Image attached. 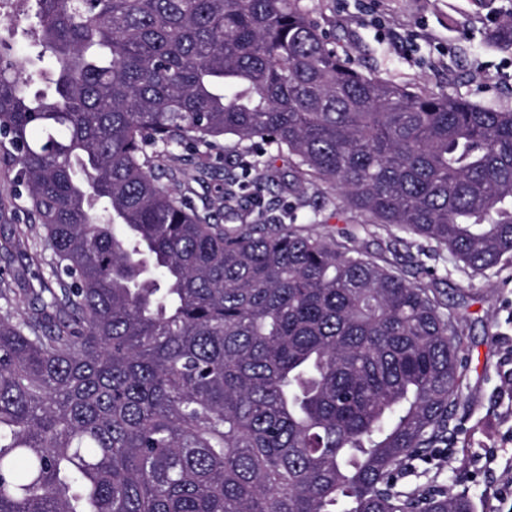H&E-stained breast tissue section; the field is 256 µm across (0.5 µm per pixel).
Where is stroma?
<instances>
[{
    "instance_id": "1",
    "label": "stroma",
    "mask_w": 512,
    "mask_h": 512,
    "mask_svg": "<svg viewBox=\"0 0 512 512\" xmlns=\"http://www.w3.org/2000/svg\"><path fill=\"white\" fill-rule=\"evenodd\" d=\"M321 29L366 73L432 93L461 94L492 108H512V49L500 47L501 29L512 0H304ZM235 138L219 140L207 156L175 147L181 174L171 182L174 194L192 204L213 194V183L192 184L200 160L216 171L236 161ZM253 171L265 190L256 203L235 211H219L222 224H263L287 215L302 234L341 238L354 214L340 195L321 181L294 182L287 155L262 147ZM0 196L9 206L0 215V309L14 317L27 313L26 291L57 287L46 249L44 229L35 222L24 187L0 170ZM23 231L27 247L4 249L15 231ZM355 244L380 264L393 267L406 280L424 283L445 304L465 349L459 399L448 424L453 460L434 456L406 463L396 474L405 491L447 490L467 494L473 512H512V497L499 501L498 475L512 461V379L501 361L500 339L512 336V259L483 274L453 267L448 253L433 243L394 227L359 235ZM430 276H422L421 268ZM496 450L495 469L482 462Z\"/></svg>"
}]
</instances>
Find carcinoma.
I'll use <instances>...</instances> for the list:
<instances>
[{
  "mask_svg": "<svg viewBox=\"0 0 512 512\" xmlns=\"http://www.w3.org/2000/svg\"><path fill=\"white\" fill-rule=\"evenodd\" d=\"M0 37V160L61 288L0 315V512H472L394 471L444 442L463 346L434 293L277 220L256 144L476 274L512 257V109L365 74L303 0H36ZM49 60L51 67L34 70ZM249 142L199 211L161 151Z\"/></svg>",
  "mask_w": 512,
  "mask_h": 512,
  "instance_id": "carcinoma-1",
  "label": "carcinoma"
}]
</instances>
